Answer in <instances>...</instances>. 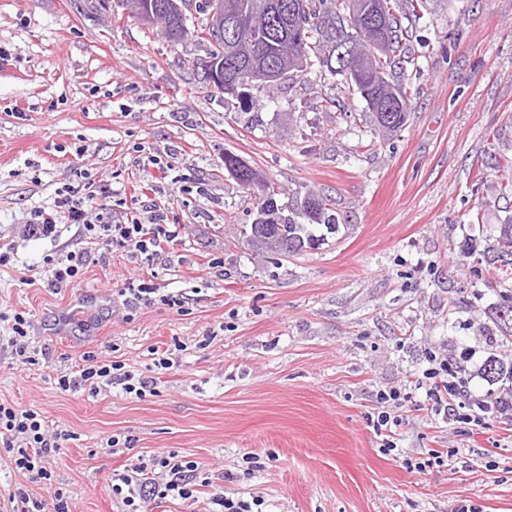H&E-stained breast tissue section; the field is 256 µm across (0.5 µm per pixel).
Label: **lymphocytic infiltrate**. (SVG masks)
<instances>
[{"mask_svg": "<svg viewBox=\"0 0 512 512\" xmlns=\"http://www.w3.org/2000/svg\"><path fill=\"white\" fill-rule=\"evenodd\" d=\"M54 207L51 213L32 211L23 226V238L53 237L59 219L64 218L68 223L81 225L90 243L119 245L139 257L141 263L151 265L159 260L165 245L176 241L180 234L179 225L163 223L158 216L147 224L111 223L107 212L98 210L93 195H80L74 188L60 190ZM427 363L417 386L425 391L431 415L474 422V415L462 414V402L448 398L449 392L459 391L465 384L460 367L433 354L428 355ZM53 382L61 391L80 392L92 398L111 387L121 388L123 393L139 399L156 393L154 377L135 374L121 361L99 359L92 351L83 352L71 369L54 377ZM411 398V393L402 387L377 392L373 430L380 437L384 452L397 450L398 428L402 423L399 411ZM71 438L68 430L45 425L38 412L0 402V449L7 454L13 470L25 478L24 484L10 492L4 512H70L63 490H55L47 501L29 493L27 486L51 479L50 460ZM107 444L123 446L130 452L123 469L112 474V497L122 504V512H148L149 503L156 499L170 498L192 505L204 487L210 490L206 512H261L264 505L261 498L233 497L223 489L213 488L209 473L179 452L160 450L148 456L136 455L128 438H111Z\"/></svg>", "mask_w": 512, "mask_h": 512, "instance_id": "lymphocytic-infiltrate-1", "label": "lymphocytic infiltrate"}]
</instances>
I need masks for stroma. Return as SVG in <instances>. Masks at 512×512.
<instances>
[{"label": "stroma", "mask_w": 512, "mask_h": 512, "mask_svg": "<svg viewBox=\"0 0 512 512\" xmlns=\"http://www.w3.org/2000/svg\"><path fill=\"white\" fill-rule=\"evenodd\" d=\"M412 46L395 74L409 117L386 136L326 66L292 74L274 99L252 87L229 100L194 71L209 44L193 30L174 44L99 0H0V252L13 255L0 312L30 316L42 351L34 366L0 352V401L74 435L51 484L30 492L60 488L72 512H118L110 483L126 457L107 440L130 437L135 453L178 451L225 493L262 496L266 512H512V422L446 423L416 390L398 457L368 421L377 390L410 385L429 354L512 358L491 342L498 271L478 258L512 222L498 171L512 156V0H427ZM228 154L288 197L330 195L342 230L298 255L257 253L237 232L257 205L225 170ZM66 185L94 193L112 223L157 211L179 225L169 264L143 269L75 224L20 238ZM78 250L79 284L48 287L44 258ZM132 278L186 294L184 311L127 312ZM113 343L137 373L149 349L174 350L156 396L51 384ZM452 448L468 449L467 467L424 475L403 462ZM248 453L270 462L244 475Z\"/></svg>", "instance_id": "1"}]
</instances>
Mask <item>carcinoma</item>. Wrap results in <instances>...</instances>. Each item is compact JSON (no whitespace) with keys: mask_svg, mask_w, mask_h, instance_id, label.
<instances>
[{"mask_svg":"<svg viewBox=\"0 0 512 512\" xmlns=\"http://www.w3.org/2000/svg\"><path fill=\"white\" fill-rule=\"evenodd\" d=\"M289 0H234L239 18V30H244L253 15L263 13L272 16L268 36L238 39L235 51L227 55L224 43L217 40V25L223 24L218 14H210L211 0H204L200 11L211 16L201 25L200 34L210 44L208 56L192 63L195 69L208 70L220 65L224 71H232L240 86L250 84L249 61L259 58L273 65L284 63L288 46L299 39L308 53L323 65L330 67L336 47L344 43H356L363 48L367 61H348L346 67L334 69L346 76V89L359 93L372 110L375 122L391 133L402 128L408 118L410 98L408 89L392 78L394 68L412 59L409 48V31L403 20L417 17L426 8V0H364L369 7L363 26L353 25L348 20L350 0H305L306 8L292 18L285 17ZM387 12V22L377 32L370 24L381 12ZM308 199L315 203V216L309 223L298 224L293 220L278 226L260 230L258 224H244L240 234L251 245L266 253H278L280 249L270 244L275 236L288 238V253L297 254L308 247L322 223H336L335 202L325 194L311 193ZM499 239L505 249L487 255L490 263L497 266L502 282L512 279V224H502ZM501 302L495 307L493 319L505 341L512 344V290L500 294Z\"/></svg>","mask_w":512,"mask_h":512,"instance_id":"cac0c4a2","label":"carcinoma"}]
</instances>
